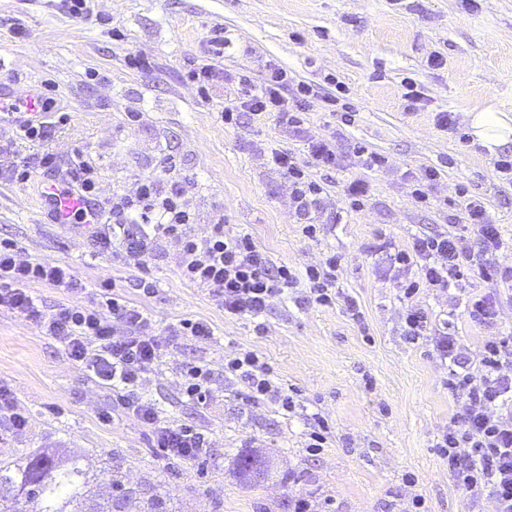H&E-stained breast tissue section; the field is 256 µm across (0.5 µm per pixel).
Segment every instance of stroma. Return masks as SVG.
<instances>
[{"label": "stroma", "instance_id": "obj_1", "mask_svg": "<svg viewBox=\"0 0 512 512\" xmlns=\"http://www.w3.org/2000/svg\"><path fill=\"white\" fill-rule=\"evenodd\" d=\"M213 28L231 42L222 63L232 74L257 81L276 64L320 89L326 75H335L355 124L341 125L317 106L298 132L273 114L225 127L220 111L237 97L238 84L220 81L204 93L187 78L192 65L208 62ZM131 53L145 57L148 68H129ZM436 54L443 67L430 66ZM91 70L99 81H88ZM408 78L423 92L412 109L402 99ZM10 80L48 86L68 120L33 142L0 129L8 150L0 169L47 152L62 162L81 152L95 162L98 194L107 198L134 192L139 178L158 173L174 155L177 179L189 183L186 201L200 217L198 232L220 211L231 231L250 235L278 263L299 269L338 255V286L363 318L354 321L340 302L323 307L293 298L273 302L264 335H255L250 321L226 317L207 291L181 279L174 252L140 271L92 253L84 236L50 223L41 197L50 173L37 171L25 183L0 177V239L13 240L30 259L67 264L89 288L108 280L128 290L147 275L158 291L145 306L158 324L189 315L215 329L206 343L164 338L161 370L143 386L164 419L210 437L206 454L181 463L153 448L139 421L103 420L109 389L34 324L0 312V383L29 416L24 432L0 437V457L68 448L88 458L93 471L119 469L141 495L164 493L171 512H292L300 497L320 512H403L417 494L429 512H492L491 501L467 503L434 448L456 402L431 341L412 344L403 335L389 250L447 231L463 189L483 199L502 239L512 243V184L496 177V154L469 138L466 121L468 112L488 106L512 114V0H479L475 8L465 0H94L82 19L63 0H0V82ZM130 112L141 113L140 122L128 123ZM439 112L455 113L457 132L437 127ZM308 135L335 136L339 156L334 169H309L328 196L313 238L293 213L287 178L260 154L272 145L307 164ZM356 142L381 154L385 165L364 169L351 150ZM428 166L440 177L423 208L408 182ZM356 178L370 183L372 196L350 212L343 191ZM484 292L506 294L512 285L474 279L451 296H420L433 327L454 311L455 334L474 360L487 333L470 320L466 301ZM240 347L273 363L302 394L304 409L288 415L253 405L239 385L225 384L224 356ZM189 360L212 370L216 392L206 404L182 393L178 368ZM315 413L330 427L317 455L306 448ZM252 448L272 457L273 479L247 485L235 477L236 456ZM409 472L417 478L412 487L403 482Z\"/></svg>", "mask_w": 512, "mask_h": 512}]
</instances>
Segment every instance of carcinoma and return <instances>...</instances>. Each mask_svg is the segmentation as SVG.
Segmentation results:
<instances>
[{
  "instance_id": "1",
  "label": "carcinoma",
  "mask_w": 512,
  "mask_h": 512,
  "mask_svg": "<svg viewBox=\"0 0 512 512\" xmlns=\"http://www.w3.org/2000/svg\"><path fill=\"white\" fill-rule=\"evenodd\" d=\"M83 459L57 448L1 458L0 512H168L165 496L139 497L116 475L109 478L111 492L99 493L98 476ZM237 471L244 479L268 474L264 458L251 453L239 456Z\"/></svg>"
}]
</instances>
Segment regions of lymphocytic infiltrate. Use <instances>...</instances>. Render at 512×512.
Here are the masks:
<instances>
[{"label": "lymphocytic infiltrate", "instance_id": "1", "mask_svg": "<svg viewBox=\"0 0 512 512\" xmlns=\"http://www.w3.org/2000/svg\"><path fill=\"white\" fill-rule=\"evenodd\" d=\"M239 83V96L221 111L228 127L240 124L245 116L261 120L274 112L282 125L298 129L314 101L327 108L337 104L334 96L293 83L287 70L277 66L268 67L261 81L243 77ZM263 156L287 175L302 232L315 237L318 226L312 215L325 206L324 187L309 178L290 152L273 148L264 150ZM38 165L54 172L59 193L95 198L97 171L84 153H75L65 166L46 153ZM177 167L176 159L168 158L162 174L141 178L134 193L116 191L111 200L99 204L101 223L83 227L92 247L141 269L165 254L167 244H175L181 278L206 290L225 316L250 320L259 334L266 330L263 316L270 302L287 298L290 291L302 290L307 303L319 306L341 298L336 255L300 270L276 263L248 234L226 229L220 214L213 216L206 234H199V216L185 203V185L172 178ZM461 213L476 227L475 237L454 231L417 236L390 256L403 304L404 333L411 342L428 336L432 323L419 302L423 290H455L470 275L512 282V266L500 259L504 242L482 201L464 196ZM36 283L62 289L65 301L45 308L32 290ZM502 305L497 293L474 296L467 305L470 319L489 331L477 363L462 355L456 337L447 330L432 337L440 361L448 365V387L457 403L456 415L438 435L435 448L469 503L488 499L495 512H512V339L497 331ZM0 311L35 324L59 342L70 359L111 391L114 411L149 427L155 447L169 459L193 461L209 448L204 432L160 419L155 405L141 393L146 377L160 365L161 335L207 342L214 336L207 320L185 317L159 329L145 307L111 282L85 287L68 266L26 259L14 241L1 239ZM224 379L241 384L248 403L272 404L288 413L302 405L298 391L283 386L272 363L256 351L239 348L225 356Z\"/></svg>", "mask_w": 512, "mask_h": 512}]
</instances>
